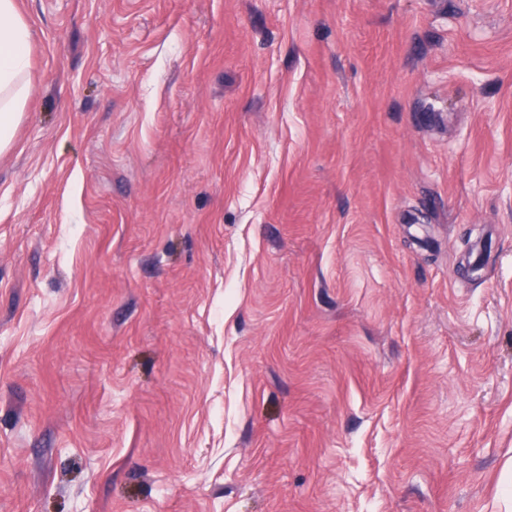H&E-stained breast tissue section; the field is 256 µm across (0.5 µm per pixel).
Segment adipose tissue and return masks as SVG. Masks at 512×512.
Returning <instances> with one entry per match:
<instances>
[{
  "instance_id": "ef3b65f1",
  "label": "adipose tissue",
  "mask_w": 512,
  "mask_h": 512,
  "mask_svg": "<svg viewBox=\"0 0 512 512\" xmlns=\"http://www.w3.org/2000/svg\"><path fill=\"white\" fill-rule=\"evenodd\" d=\"M33 32L16 0H0V152L8 149L32 93L29 48Z\"/></svg>"
}]
</instances>
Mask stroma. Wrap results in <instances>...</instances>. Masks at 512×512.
Returning <instances> with one entry per match:
<instances>
[{"label": "stroma", "instance_id": "1", "mask_svg": "<svg viewBox=\"0 0 512 512\" xmlns=\"http://www.w3.org/2000/svg\"><path fill=\"white\" fill-rule=\"evenodd\" d=\"M18 9L0 512H512V0Z\"/></svg>", "mask_w": 512, "mask_h": 512}]
</instances>
